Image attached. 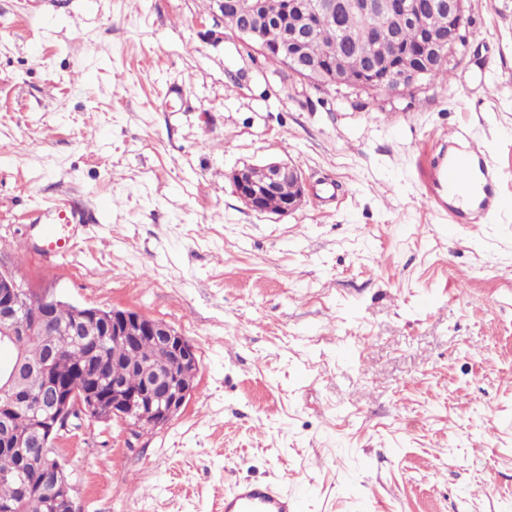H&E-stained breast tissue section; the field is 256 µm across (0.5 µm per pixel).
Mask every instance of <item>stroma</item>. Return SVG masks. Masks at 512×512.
Listing matches in <instances>:
<instances>
[{
	"label": "stroma",
	"mask_w": 512,
	"mask_h": 512,
	"mask_svg": "<svg viewBox=\"0 0 512 512\" xmlns=\"http://www.w3.org/2000/svg\"><path fill=\"white\" fill-rule=\"evenodd\" d=\"M223 16L0 0V271L163 320L200 365L168 425L60 437L76 512H223L249 481L303 512H512V217L452 223L418 173L464 129L512 189V0H470L447 81L392 95L282 78ZM273 160L307 178L287 217L227 179ZM61 198L89 220L48 263Z\"/></svg>",
	"instance_id": "1"
}]
</instances>
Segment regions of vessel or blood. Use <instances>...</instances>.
Here are the masks:
<instances>
[{"label":"vessel or blood","mask_w":512,"mask_h":512,"mask_svg":"<svg viewBox=\"0 0 512 512\" xmlns=\"http://www.w3.org/2000/svg\"><path fill=\"white\" fill-rule=\"evenodd\" d=\"M425 194L457 224H476L491 212H512V196L501 189L499 169L481 152L466 147L449 153L440 147L425 153L420 164ZM57 221L45 225L39 251L51 259L68 253L80 234L81 216L75 207L55 211ZM298 498L266 483H241L224 499V512H300Z\"/></svg>","instance_id":"obj_1"}]
</instances>
